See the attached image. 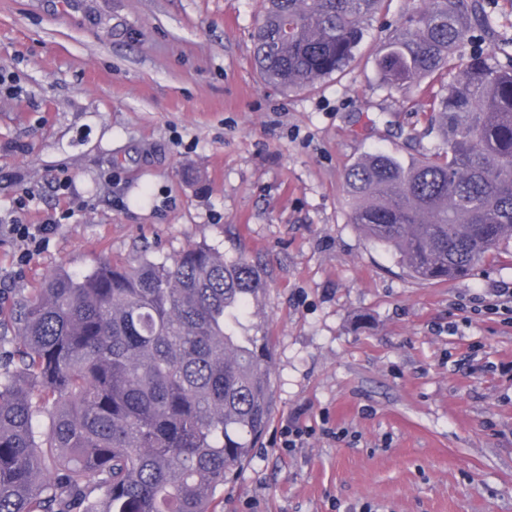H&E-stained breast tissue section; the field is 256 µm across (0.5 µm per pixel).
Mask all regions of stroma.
Wrapping results in <instances>:
<instances>
[{
    "label": "stroma",
    "mask_w": 512,
    "mask_h": 512,
    "mask_svg": "<svg viewBox=\"0 0 512 512\" xmlns=\"http://www.w3.org/2000/svg\"><path fill=\"white\" fill-rule=\"evenodd\" d=\"M261 16L0 0V222L62 219L39 245L0 241V308L104 259L247 258L273 406L224 512H512V254L426 282L352 224L354 163L437 144L428 96L383 88L377 26L343 75L281 94L254 67Z\"/></svg>",
    "instance_id": "1"
}]
</instances>
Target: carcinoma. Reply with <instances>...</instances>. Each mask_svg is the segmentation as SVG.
<instances>
[{
	"label": "carcinoma",
	"instance_id": "carcinoma-1",
	"mask_svg": "<svg viewBox=\"0 0 512 512\" xmlns=\"http://www.w3.org/2000/svg\"><path fill=\"white\" fill-rule=\"evenodd\" d=\"M386 2L264 0L257 72L286 92L344 73ZM492 23L484 0H424L376 57L388 88L439 83L443 146L352 165L350 222L424 281L512 251V54L473 46ZM264 289L205 245L33 289L0 318V512H223L272 410L270 338L244 326Z\"/></svg>",
	"mask_w": 512,
	"mask_h": 512
}]
</instances>
